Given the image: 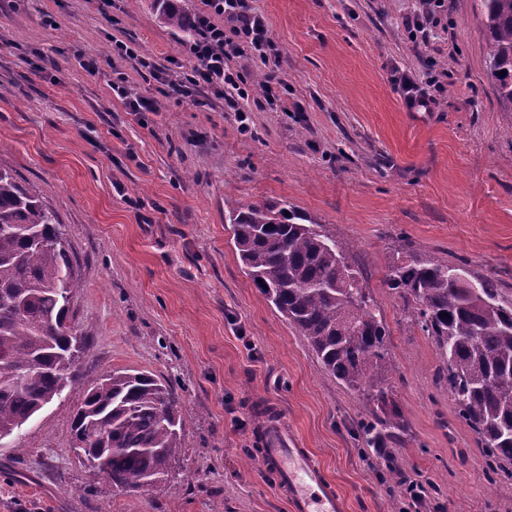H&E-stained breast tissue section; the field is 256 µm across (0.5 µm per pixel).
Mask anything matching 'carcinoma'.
<instances>
[{"label":"carcinoma","instance_id":"cac0c4a2","mask_svg":"<svg viewBox=\"0 0 512 512\" xmlns=\"http://www.w3.org/2000/svg\"><path fill=\"white\" fill-rule=\"evenodd\" d=\"M154 2L167 26L193 28L177 0ZM481 3L487 76L512 112V0ZM224 218L255 287L304 336L322 369L369 406L372 419L360 422L366 446L386 448L407 422L387 376L389 332L350 246L283 199L228 204ZM79 281L57 213L1 168L0 434H19L81 379L86 337L62 294ZM384 285L408 301L412 327L438 351L458 417L478 435L489 469L512 465V301L491 280L418 255L395 260ZM183 428L169 386L134 370L88 382L72 418L73 436L104 458L107 480L126 492L165 489Z\"/></svg>","mask_w":512,"mask_h":512}]
</instances>
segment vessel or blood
Returning <instances> with one entry per match:
<instances>
[{
    "label": "vessel or blood",
    "instance_id": "1",
    "mask_svg": "<svg viewBox=\"0 0 512 512\" xmlns=\"http://www.w3.org/2000/svg\"><path fill=\"white\" fill-rule=\"evenodd\" d=\"M261 462L287 499L291 512H345L336 486L313 461L309 449L289 447L284 428L266 429Z\"/></svg>",
    "mask_w": 512,
    "mask_h": 512
}]
</instances>
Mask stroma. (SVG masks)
<instances>
[{
	"label": "stroma",
	"instance_id": "obj_1",
	"mask_svg": "<svg viewBox=\"0 0 512 512\" xmlns=\"http://www.w3.org/2000/svg\"><path fill=\"white\" fill-rule=\"evenodd\" d=\"M280 51L277 104L247 115L168 94L186 34L153 0H0V168L37 186L80 265L82 373L151 372L185 418L162 494L115 491L75 454L67 387L0 446V512H289L257 450L268 423L309 449L346 512H512L456 414L431 342L384 285L425 254L494 280L512 300V112L485 72L480 0H253ZM133 49L119 55L114 40ZM83 55L97 58L90 73ZM155 63L164 72L140 65ZM412 74L433 100L410 108ZM155 99L128 112L111 83ZM283 199L351 247L390 336L389 381L408 430L387 456L357 432L367 405L326 374L307 340L255 288L224 203Z\"/></svg>",
	"mask_w": 512,
	"mask_h": 512
}]
</instances>
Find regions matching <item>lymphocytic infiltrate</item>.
Listing matches in <instances>:
<instances>
[{"label":"lymphocytic infiltrate","instance_id":"lymphocytic-infiltrate-1","mask_svg":"<svg viewBox=\"0 0 512 512\" xmlns=\"http://www.w3.org/2000/svg\"><path fill=\"white\" fill-rule=\"evenodd\" d=\"M195 22V36L184 45L188 70L171 82L172 92L194 102L207 89L237 105L247 93L241 75L230 68L233 59L250 53L267 64L280 56L265 17L250 0H202Z\"/></svg>","mask_w":512,"mask_h":512}]
</instances>
